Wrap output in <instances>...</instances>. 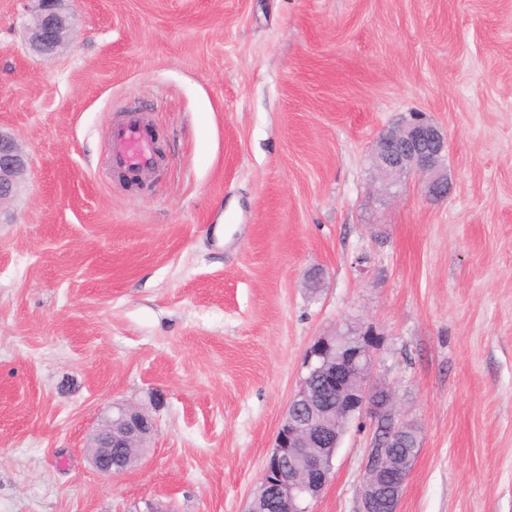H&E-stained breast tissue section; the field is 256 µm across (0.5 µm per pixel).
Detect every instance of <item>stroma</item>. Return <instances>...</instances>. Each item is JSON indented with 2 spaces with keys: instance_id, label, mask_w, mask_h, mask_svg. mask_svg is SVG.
<instances>
[{
  "instance_id": "1",
  "label": "stroma",
  "mask_w": 512,
  "mask_h": 512,
  "mask_svg": "<svg viewBox=\"0 0 512 512\" xmlns=\"http://www.w3.org/2000/svg\"><path fill=\"white\" fill-rule=\"evenodd\" d=\"M0 0V512H245L318 336L370 325L421 446L400 512H512V0ZM146 113L140 191L108 134ZM420 114L446 199L386 188L376 140ZM117 405L154 433L111 477ZM369 419L312 512H359ZM39 13L29 29V43L34 52L51 58L69 37L71 22L67 0H38ZM27 166L28 157L19 149L16 140L0 132V203L17 192ZM154 429L148 415L135 407L117 406L111 415L106 416L101 427L93 435L88 448L95 468L103 475L112 476L123 472L133 465L139 454L129 459L125 457L118 465L113 464L112 448L115 454L129 452L126 448L143 450Z\"/></svg>"
}]
</instances>
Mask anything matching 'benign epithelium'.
I'll return each instance as SVG.
<instances>
[{"label":"benign epithelium","mask_w":512,"mask_h":512,"mask_svg":"<svg viewBox=\"0 0 512 512\" xmlns=\"http://www.w3.org/2000/svg\"><path fill=\"white\" fill-rule=\"evenodd\" d=\"M39 13L29 29L34 52L51 58L69 37L71 22L67 0H38ZM448 140L422 118L384 133L376 143L374 164L394 184L404 174L427 175L425 193L435 199L448 195L443 161ZM28 157L16 140L0 132V203L18 190L27 170ZM354 342L340 343L339 334L318 337L307 357V374L290 399L266 458L259 484L246 512H267L270 502L281 512H309L308 502L317 498L332 472V461L342 434L336 417L348 421L367 414L372 434L366 448L360 512H399L406 478L416 455L398 456L396 448L417 431L394 412L389 390L372 377L375 365L373 329L350 330ZM154 429L148 415L135 407L117 406L106 416L88 448L95 468L112 476L134 465L137 456L113 464L112 449L143 448Z\"/></svg>","instance_id":"7a95c632"}]
</instances>
